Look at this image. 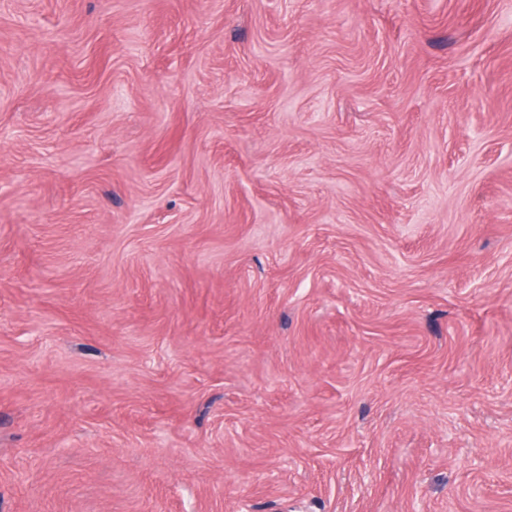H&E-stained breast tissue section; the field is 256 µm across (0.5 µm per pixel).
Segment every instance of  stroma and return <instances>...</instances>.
Here are the masks:
<instances>
[{
  "label": "stroma",
  "mask_w": 512,
  "mask_h": 512,
  "mask_svg": "<svg viewBox=\"0 0 512 512\" xmlns=\"http://www.w3.org/2000/svg\"><path fill=\"white\" fill-rule=\"evenodd\" d=\"M0 512H512V0H0Z\"/></svg>",
  "instance_id": "35a3bbf8"
}]
</instances>
